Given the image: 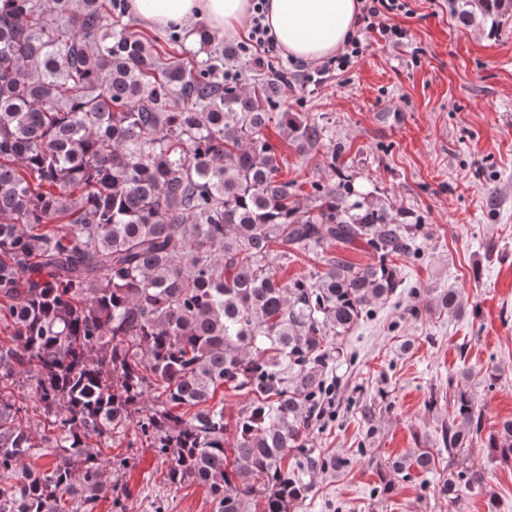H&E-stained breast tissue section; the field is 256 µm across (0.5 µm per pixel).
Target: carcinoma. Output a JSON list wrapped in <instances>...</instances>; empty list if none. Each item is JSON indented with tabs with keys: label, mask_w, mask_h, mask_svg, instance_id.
<instances>
[{
	"label": "carcinoma",
	"mask_w": 512,
	"mask_h": 512,
	"mask_svg": "<svg viewBox=\"0 0 512 512\" xmlns=\"http://www.w3.org/2000/svg\"><path fill=\"white\" fill-rule=\"evenodd\" d=\"M125 13L124 0H0V512H89L105 468L125 466L102 449L131 427L215 512H291L344 465L313 437L331 350L400 287L395 259L420 250L421 225L349 202L348 185L301 197L267 129L301 151L324 127L275 111L288 74L244 88L224 78L238 53L206 25L162 46ZM298 252L321 268L280 278ZM459 306L439 294L438 311ZM223 386L246 396L231 418L210 404ZM21 390L51 435L20 415ZM484 427L456 385L448 465ZM489 448L512 460V419ZM35 455L49 468H29ZM439 465L432 448L389 458L381 491ZM476 482L460 469L440 495L452 506Z\"/></svg>",
	"instance_id": "obj_1"
}]
</instances>
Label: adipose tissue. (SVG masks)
I'll return each mask as SVG.
<instances>
[{"mask_svg":"<svg viewBox=\"0 0 512 512\" xmlns=\"http://www.w3.org/2000/svg\"><path fill=\"white\" fill-rule=\"evenodd\" d=\"M146 27L163 31L203 18L222 34L235 33L250 15L251 0H127ZM359 0H267L265 23L294 59L321 63L352 36Z\"/></svg>","mask_w":512,"mask_h":512,"instance_id":"obj_1","label":"adipose tissue"}]
</instances>
